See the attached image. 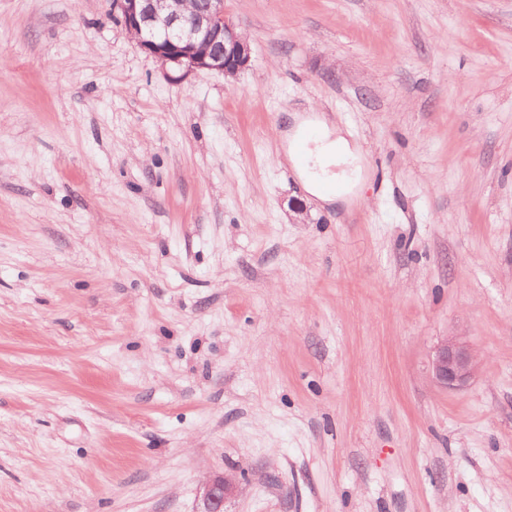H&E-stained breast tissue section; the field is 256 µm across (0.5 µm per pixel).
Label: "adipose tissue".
<instances>
[{
	"label": "adipose tissue",
	"mask_w": 512,
	"mask_h": 512,
	"mask_svg": "<svg viewBox=\"0 0 512 512\" xmlns=\"http://www.w3.org/2000/svg\"><path fill=\"white\" fill-rule=\"evenodd\" d=\"M310 134L309 160L301 173L310 193L321 200L353 199L365 180L362 154L337 126L328 124L324 117H317L310 126H297L294 137ZM338 183L340 194L325 192V182Z\"/></svg>",
	"instance_id": "ef3b65f1"
}]
</instances>
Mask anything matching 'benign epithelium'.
Returning a JSON list of instances; mask_svg holds the SVG:
<instances>
[{
    "label": "benign epithelium",
    "instance_id": "7a95c632",
    "mask_svg": "<svg viewBox=\"0 0 512 512\" xmlns=\"http://www.w3.org/2000/svg\"><path fill=\"white\" fill-rule=\"evenodd\" d=\"M112 6L139 48L180 79L202 70L235 77L250 66V38L227 14L224 0H112ZM477 369L476 354L459 336L446 337L432 360L436 381L450 390L466 388ZM236 488L230 475L207 479L201 512H224Z\"/></svg>",
    "mask_w": 512,
    "mask_h": 512
}]
</instances>
